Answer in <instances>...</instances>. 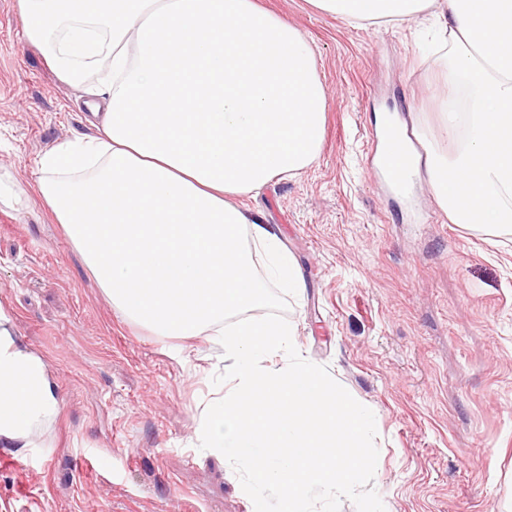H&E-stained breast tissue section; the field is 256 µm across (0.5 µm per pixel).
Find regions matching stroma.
Returning <instances> with one entry per match:
<instances>
[{"mask_svg":"<svg viewBox=\"0 0 512 512\" xmlns=\"http://www.w3.org/2000/svg\"><path fill=\"white\" fill-rule=\"evenodd\" d=\"M299 29L327 90L318 159L240 204L295 261L299 294L236 321L272 318L372 417L364 496L307 512H512V232L455 224L427 177L402 197L373 173L372 132L398 112L420 150L443 151L438 99L466 91L431 15L356 26L309 0H258ZM0 0V173L16 191L37 161L90 128L84 87L57 80ZM0 311L47 363L62 408L25 448L0 444V512H256L249 477L200 447L224 364L207 336L170 337L108 301L38 199L0 204Z\"/></svg>","mask_w":512,"mask_h":512,"instance_id":"35a3bbf8","label":"stroma"}]
</instances>
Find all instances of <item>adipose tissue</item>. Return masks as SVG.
<instances>
[{
    "label": "adipose tissue",
    "instance_id": "obj_1",
    "mask_svg": "<svg viewBox=\"0 0 512 512\" xmlns=\"http://www.w3.org/2000/svg\"><path fill=\"white\" fill-rule=\"evenodd\" d=\"M354 22L394 24L438 6L469 111L437 102L455 148L426 158L454 223L512 227V0H310ZM28 42L60 83L97 73L83 105L92 132L52 147L35 192L112 304L164 336L214 337L224 395L199 438L249 469L256 497L304 512L314 490L364 496L362 409L298 352L276 320L226 318L269 303L268 273L302 282L278 235L231 203L319 156L327 96L303 33L256 0H16ZM468 206H460V199ZM281 356L273 367L269 358ZM25 373L24 400L0 402V442L23 447L60 412L43 358L0 313V371Z\"/></svg>",
    "mask_w": 512,
    "mask_h": 512
}]
</instances>
